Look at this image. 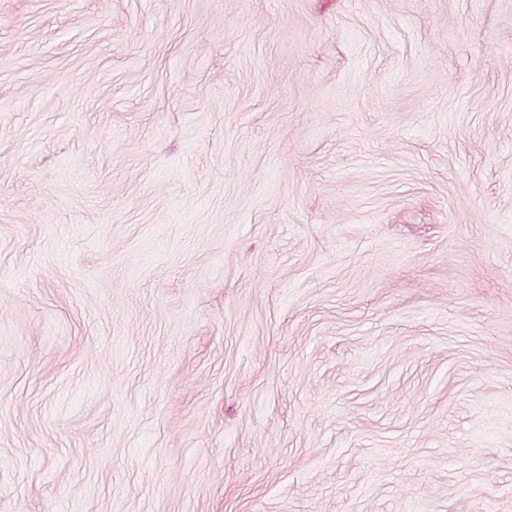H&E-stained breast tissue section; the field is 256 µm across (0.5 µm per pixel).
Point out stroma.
I'll use <instances>...</instances> for the list:
<instances>
[{
  "label": "stroma",
  "instance_id": "1",
  "mask_svg": "<svg viewBox=\"0 0 512 512\" xmlns=\"http://www.w3.org/2000/svg\"><path fill=\"white\" fill-rule=\"evenodd\" d=\"M0 512H512V0H0Z\"/></svg>",
  "mask_w": 512,
  "mask_h": 512
}]
</instances>
